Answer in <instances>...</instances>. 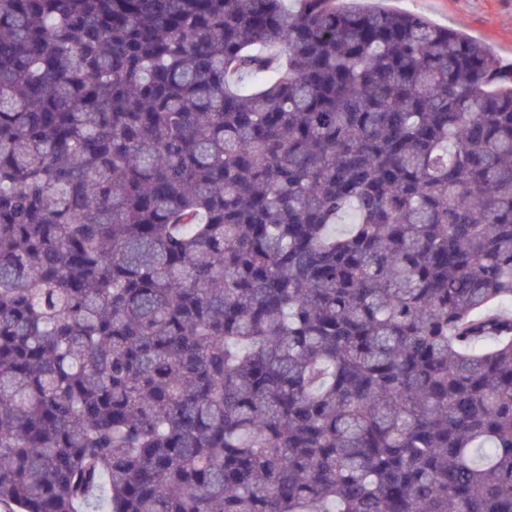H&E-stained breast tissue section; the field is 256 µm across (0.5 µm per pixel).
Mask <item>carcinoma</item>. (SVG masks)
Wrapping results in <instances>:
<instances>
[{"label": "carcinoma", "mask_w": 512, "mask_h": 512, "mask_svg": "<svg viewBox=\"0 0 512 512\" xmlns=\"http://www.w3.org/2000/svg\"><path fill=\"white\" fill-rule=\"evenodd\" d=\"M512 71L368 0H0V506L512 512Z\"/></svg>", "instance_id": "cac0c4a2"}]
</instances>
